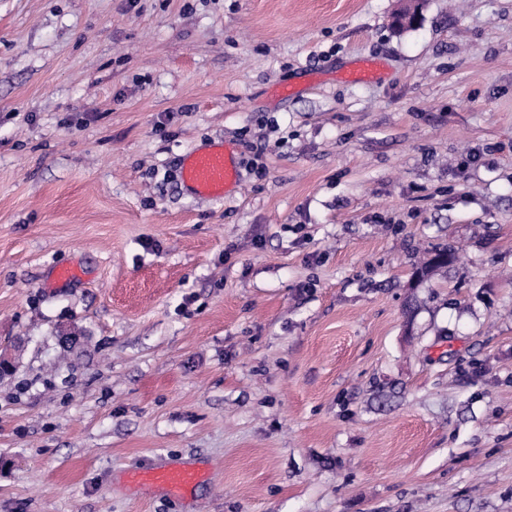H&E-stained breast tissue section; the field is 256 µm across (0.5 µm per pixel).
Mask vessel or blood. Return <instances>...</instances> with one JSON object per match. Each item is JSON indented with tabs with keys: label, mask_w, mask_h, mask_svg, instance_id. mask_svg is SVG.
<instances>
[{
	"label": "vessel or blood",
	"mask_w": 512,
	"mask_h": 512,
	"mask_svg": "<svg viewBox=\"0 0 512 512\" xmlns=\"http://www.w3.org/2000/svg\"><path fill=\"white\" fill-rule=\"evenodd\" d=\"M382 69L378 59L362 57L339 72L348 82L368 81ZM180 180L198 198H224L238 183L239 162L234 149L225 143L214 144L187 154L180 165ZM203 478L199 468L190 465H158L135 472L133 481L146 487H161L174 495H184Z\"/></svg>",
	"instance_id": "obj_1"
}]
</instances>
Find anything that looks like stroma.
I'll return each mask as SVG.
<instances>
[{
    "label": "stroma",
    "instance_id": "1",
    "mask_svg": "<svg viewBox=\"0 0 512 512\" xmlns=\"http://www.w3.org/2000/svg\"><path fill=\"white\" fill-rule=\"evenodd\" d=\"M399 6L0 0V512H512V0ZM381 63L374 57H361L338 71L341 79L347 82L368 81L378 77ZM180 180L198 198H224L238 183L239 162L226 143L214 144L187 154L180 165ZM448 256L450 260L448 261ZM455 259V250L452 245L436 247L432 250L430 258L416 271L419 278H426L436 271L450 266ZM203 477L199 468L190 465H158L138 470L132 476L138 486L161 487L173 495H186Z\"/></svg>",
    "mask_w": 512,
    "mask_h": 512
}]
</instances>
